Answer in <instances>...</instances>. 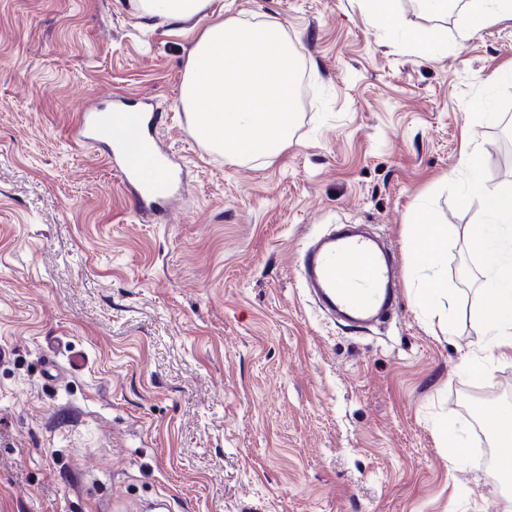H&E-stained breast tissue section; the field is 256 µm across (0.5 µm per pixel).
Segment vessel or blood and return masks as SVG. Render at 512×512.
Returning <instances> with one entry per match:
<instances>
[{
    "label": "vessel or blood",
    "instance_id": "b4317fda",
    "mask_svg": "<svg viewBox=\"0 0 512 512\" xmlns=\"http://www.w3.org/2000/svg\"><path fill=\"white\" fill-rule=\"evenodd\" d=\"M154 122V113L147 111L123 113L116 122L88 107L71 130L77 140L107 142L113 168L144 213L171 202L182 183L174 159L150 134ZM298 265L318 298L353 322L364 324L393 313L400 302L393 259L370 238L342 234L319 239L302 249Z\"/></svg>",
    "mask_w": 512,
    "mask_h": 512
}]
</instances>
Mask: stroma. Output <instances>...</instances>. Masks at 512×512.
<instances>
[{"label":"stroma","instance_id":"35a3bbf8","mask_svg":"<svg viewBox=\"0 0 512 512\" xmlns=\"http://www.w3.org/2000/svg\"><path fill=\"white\" fill-rule=\"evenodd\" d=\"M209 11L275 17L297 50L299 118L274 157L242 165L194 137L181 86L201 24L136 0H0V512H494L477 430L512 408V357L462 369L490 297L469 245L485 217L457 198L475 147L482 181L512 186V18L462 43L461 0L440 17L397 0L395 31L359 0ZM414 29L436 35L426 55ZM115 99L151 100L185 164L165 213L137 214L103 149L70 136ZM420 207L448 227V291L426 299L408 263ZM334 224L392 246L385 324L338 323L299 279L301 246Z\"/></svg>","mask_w":512,"mask_h":512}]
</instances>
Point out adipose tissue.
<instances>
[{
  "label": "adipose tissue",
  "instance_id": "obj_1",
  "mask_svg": "<svg viewBox=\"0 0 512 512\" xmlns=\"http://www.w3.org/2000/svg\"><path fill=\"white\" fill-rule=\"evenodd\" d=\"M211 0H138L142 16L157 18L171 24L198 21L208 16ZM512 17V0H467L462 38H471L479 30ZM467 166L473 174L468 189L459 198L461 206L479 200L488 218L487 224L471 232V244L479 257L486 291L492 301L481 307L475 317L480 335L487 345L482 356H468L463 360L464 370L472 376H481L488 363L512 356V187L498 188L485 185L476 172L477 153H470ZM409 231L419 239L422 248L419 258L437 261L448 253V227L435 223L426 209L413 216ZM494 450V481L512 484V415L501 414L489 426Z\"/></svg>",
  "mask_w": 512,
  "mask_h": 512
}]
</instances>
